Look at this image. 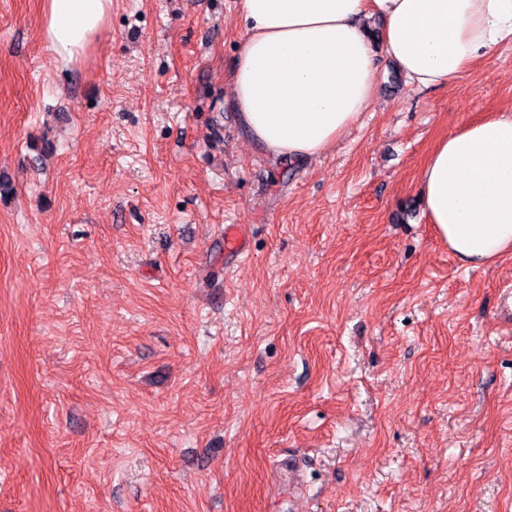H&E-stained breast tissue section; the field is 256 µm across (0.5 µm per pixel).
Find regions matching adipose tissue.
Wrapping results in <instances>:
<instances>
[{
    "instance_id": "obj_1",
    "label": "adipose tissue",
    "mask_w": 512,
    "mask_h": 512,
    "mask_svg": "<svg viewBox=\"0 0 512 512\" xmlns=\"http://www.w3.org/2000/svg\"><path fill=\"white\" fill-rule=\"evenodd\" d=\"M111 15L112 0H42L41 37L73 63ZM239 17L232 102L275 160L311 159L340 139L376 99L382 61L413 88H439L512 43V0H239ZM419 182L429 223L462 265L512 255V107L440 138Z\"/></svg>"
}]
</instances>
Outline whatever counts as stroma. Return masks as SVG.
I'll return each mask as SVG.
<instances>
[{
	"instance_id": "35a3bbf8",
	"label": "stroma",
	"mask_w": 512,
	"mask_h": 512,
	"mask_svg": "<svg viewBox=\"0 0 512 512\" xmlns=\"http://www.w3.org/2000/svg\"><path fill=\"white\" fill-rule=\"evenodd\" d=\"M41 5L0 0V512H512V256L460 265L419 186L512 46L384 64L297 165L239 125L238 0H114L67 66Z\"/></svg>"
}]
</instances>
